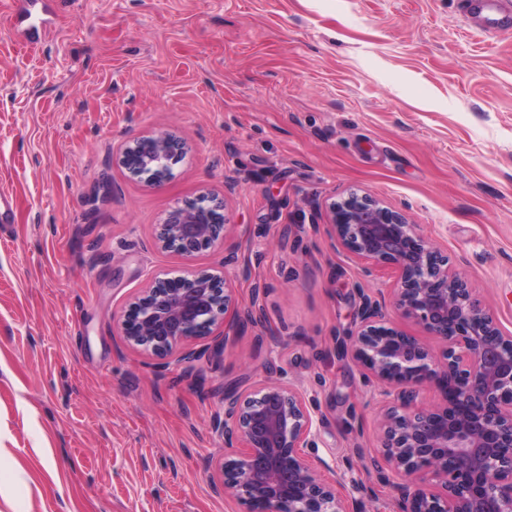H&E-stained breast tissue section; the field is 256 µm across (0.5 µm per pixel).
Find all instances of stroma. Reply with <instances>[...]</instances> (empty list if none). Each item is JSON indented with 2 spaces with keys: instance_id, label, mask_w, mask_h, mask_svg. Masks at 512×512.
<instances>
[{
  "instance_id": "1",
  "label": "stroma",
  "mask_w": 512,
  "mask_h": 512,
  "mask_svg": "<svg viewBox=\"0 0 512 512\" xmlns=\"http://www.w3.org/2000/svg\"><path fill=\"white\" fill-rule=\"evenodd\" d=\"M26 47L0 4V512H244L211 485L224 392L271 377L305 395L307 450L360 512L389 405L341 343L391 269L333 248L328 206L404 213L512 335V34L466 0H40ZM189 151L160 186L118 163L134 138ZM208 194L224 247L154 245ZM263 318L192 360L129 347L118 317L154 272L219 266Z\"/></svg>"
}]
</instances>
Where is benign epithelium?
<instances>
[{"label": "benign epithelium", "instance_id": "benign-epithelium-1", "mask_svg": "<svg viewBox=\"0 0 512 512\" xmlns=\"http://www.w3.org/2000/svg\"><path fill=\"white\" fill-rule=\"evenodd\" d=\"M188 148L171 133L127 142L118 162L127 173L160 186L165 169ZM224 204L207 195L168 211L157 225L155 246L171 242L191 256L226 238ZM325 225L332 245L379 267L395 269L393 305L403 319L419 324L436 346L386 319V303L363 297L351 334L354 359L378 382L395 390L379 422L384 464L376 480L396 489V512H512V336L422 234L419 225L379 200L351 192L329 206ZM172 288L169 276L155 277L122 315L127 345L163 360L206 335L227 333L253 319L235 307L225 270L183 276ZM140 314L141 330H129ZM437 401L416 405L420 388ZM313 415L299 389L267 378L252 391L224 393V416L213 421L224 439L216 462L217 492L229 493L246 509L262 512H358L357 500L341 480L320 478L304 453Z\"/></svg>", "mask_w": 512, "mask_h": 512}]
</instances>
